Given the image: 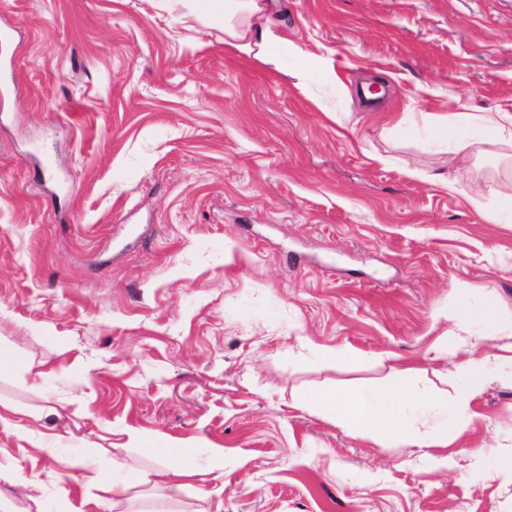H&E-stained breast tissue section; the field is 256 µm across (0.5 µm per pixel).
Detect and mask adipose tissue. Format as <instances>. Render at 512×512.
<instances>
[{"label": "adipose tissue", "mask_w": 512, "mask_h": 512, "mask_svg": "<svg viewBox=\"0 0 512 512\" xmlns=\"http://www.w3.org/2000/svg\"><path fill=\"white\" fill-rule=\"evenodd\" d=\"M180 5L198 17L220 16L224 19V44L238 55L269 64L281 57H298L299 49L282 35L270 17L269 0H166ZM421 129L426 138L464 159L473 149L492 140L512 142V111L489 115L468 112L421 115ZM442 318L452 321L451 335L442 337L438 348L454 358V369L463 381L452 398L440 400L412 390L359 389L325 391L315 398H302L300 407L316 405L319 413L356 436L397 439L414 448H444L466 432L476 414L472 402L490 384H512V361L505 355L486 353L488 344L504 342L512 352V317L487 304L472 307L467 298L449 302ZM136 447L146 454L167 460V468L148 474L153 486H169L190 474L188 465L194 450L188 441L170 438H135Z\"/></svg>", "instance_id": "adipose-tissue-1"}]
</instances>
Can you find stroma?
<instances>
[{
	"instance_id": "1",
	"label": "stroma",
	"mask_w": 512,
	"mask_h": 512,
	"mask_svg": "<svg viewBox=\"0 0 512 512\" xmlns=\"http://www.w3.org/2000/svg\"><path fill=\"white\" fill-rule=\"evenodd\" d=\"M274 17L335 82L298 87L296 60L237 57L223 24L158 0H0V348L21 362L0 401L36 436L0 432V512H101L96 470L161 465L133 433L188 441L194 474L115 512H512V387L474 400L445 468L297 404L450 396L434 313L463 292L512 314V223L478 214L512 201V144L460 162L389 134L512 109V0H274ZM412 169L465 171L463 190Z\"/></svg>"
}]
</instances>
